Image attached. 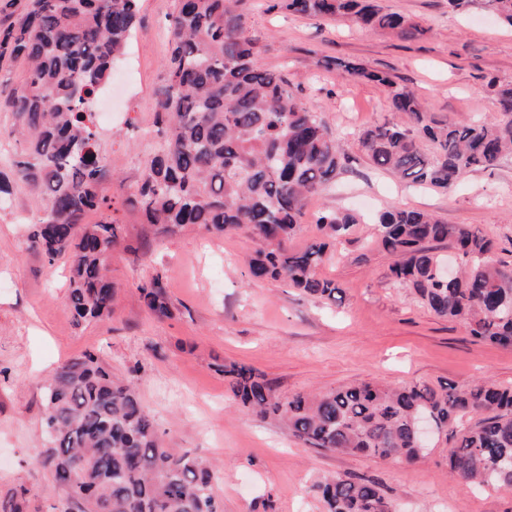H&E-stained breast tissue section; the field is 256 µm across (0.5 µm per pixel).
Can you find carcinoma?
<instances>
[{
	"label": "carcinoma",
	"instance_id": "obj_1",
	"mask_svg": "<svg viewBox=\"0 0 512 512\" xmlns=\"http://www.w3.org/2000/svg\"><path fill=\"white\" fill-rule=\"evenodd\" d=\"M512 26V0H487ZM140 0H0V67L23 61L28 77L5 100L9 135L26 149L14 179L42 201L30 247L48 261H72L67 301L79 322L112 316L115 289L108 262L118 245L110 182L90 105L135 29ZM271 8L325 20L347 17L401 39L424 34L420 22L385 12L376 0H271ZM171 53L156 89L155 123L163 142L127 197L147 224L173 232L187 225L222 233L244 229L261 248L248 264L254 281L288 283L334 302L341 288L319 267L348 241L355 213L322 208L317 236L301 252L287 242L311 201L343 167L340 138L304 108L288 80L260 63L259 40L227 0H175L166 18ZM327 69L387 88L392 109L407 121L364 129L368 161L413 186L446 192L468 170H494L512 156V84L490 82L497 115L462 123L427 118L415 92L388 73L325 58ZM99 215L86 224V214ZM376 243L394 257L389 279L412 290L435 315L464 324L471 336L512 348V265L493 260L495 242L468 225L391 208L375 217ZM458 254L455 282H442L443 251ZM145 310L172 315L163 277L138 286ZM233 397L251 414L283 419L314 448L382 460L419 457L414 424L429 416L437 443L453 438L445 460L466 483L512 486V386L489 381L393 387L376 382L282 401L271 383L242 363L219 366ZM474 421L461 426L463 419ZM43 423L49 446L42 465L66 512H223L213 469L190 451L162 445L134 385L112 376L98 355L63 363L45 387ZM322 512H395L368 478L332 475L315 485ZM28 490L0 496V512H24Z\"/></svg>",
	"mask_w": 512,
	"mask_h": 512
}]
</instances>
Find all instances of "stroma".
<instances>
[{
	"label": "stroma",
	"instance_id": "1",
	"mask_svg": "<svg viewBox=\"0 0 512 512\" xmlns=\"http://www.w3.org/2000/svg\"><path fill=\"white\" fill-rule=\"evenodd\" d=\"M385 10L421 21L427 34L403 41L351 22L269 9L239 0L265 68L284 70L291 92L342 132L345 170L312 208L362 214L352 242L320 270L343 289L341 302L308 298L282 282L246 278L258 248L241 232L199 226L159 235L127 206L131 187L154 150L155 90L169 55L165 18L173 0H141L126 60L109 86L119 110L99 120L100 150L112 173V218L119 244L107 274L117 288L110 318L77 324L65 301L66 260L48 262L29 249L39 202L15 186L0 208V494L26 487L25 512H54L60 491L39 461L44 449L43 391L67 360L97 352L117 376L134 381L167 447L182 448L220 469L215 492L224 512H322L313 484L328 474L376 481L398 512H512V487L476 490L448 471L444 447L416 462L379 460L311 448L275 418L260 420L231 397L217 367L242 362L271 381L280 397L327 391L360 381L393 386L480 380L512 384V349L479 341L437 317L387 278L389 255L373 249V216L389 207L434 212L450 224L497 240L496 257L512 260V159L491 171L465 172L457 189L412 187L376 170L358 145L359 131L394 120L387 90L323 58L390 73L414 89L429 117L467 122L497 110L489 79L512 83V27L485 0H378ZM162 274L169 318L148 313L138 287Z\"/></svg>",
	"mask_w": 512,
	"mask_h": 512
}]
</instances>
